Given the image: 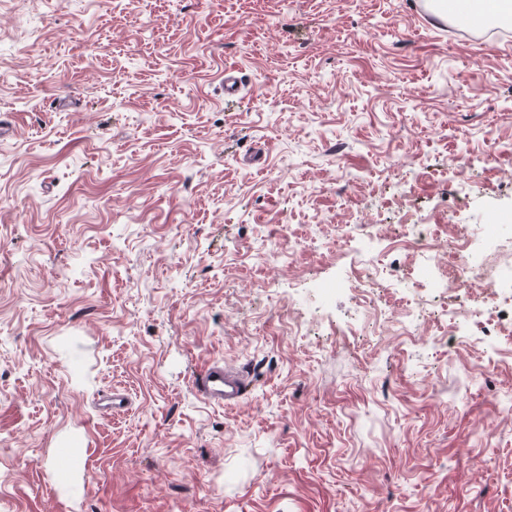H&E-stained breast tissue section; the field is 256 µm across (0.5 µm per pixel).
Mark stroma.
Here are the masks:
<instances>
[{
	"label": "stroma",
	"instance_id": "obj_1",
	"mask_svg": "<svg viewBox=\"0 0 512 512\" xmlns=\"http://www.w3.org/2000/svg\"><path fill=\"white\" fill-rule=\"evenodd\" d=\"M1 124L0 512H512V290L401 245L512 264V36L428 0H0ZM466 243L458 244L456 255L458 260L451 273V283L456 288H468L475 283H487V288H499L495 281L488 279L482 264L472 259ZM192 383L205 399L224 406L238 403L247 390L245 378L230 376L224 372V366L217 364L201 367Z\"/></svg>",
	"mask_w": 512,
	"mask_h": 512
}]
</instances>
